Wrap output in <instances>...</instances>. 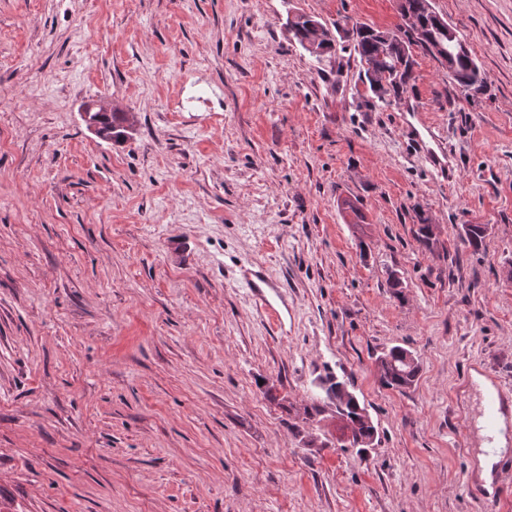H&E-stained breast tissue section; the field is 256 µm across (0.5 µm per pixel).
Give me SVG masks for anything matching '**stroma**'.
Wrapping results in <instances>:
<instances>
[{
    "mask_svg": "<svg viewBox=\"0 0 512 512\" xmlns=\"http://www.w3.org/2000/svg\"><path fill=\"white\" fill-rule=\"evenodd\" d=\"M431 4L483 94L418 49L383 101L351 34L319 61L288 29L394 31L399 0H0V512H480L460 379L512 385V0ZM246 288H249L252 295L262 302L264 309L267 311L270 317H275V308L269 301L266 289H272L278 294L277 288H280L276 283L266 278L264 275H259L256 272H252L250 276L244 280ZM408 355L410 358H408ZM382 386L405 389L411 386L418 374V361L412 352L402 347H392L377 358ZM336 398V409L349 422L352 431L353 446H369L375 437V427L364 407L348 391L345 384L336 381L328 388Z\"/></svg>",
    "mask_w": 512,
    "mask_h": 512,
    "instance_id": "stroma-1",
    "label": "stroma"
}]
</instances>
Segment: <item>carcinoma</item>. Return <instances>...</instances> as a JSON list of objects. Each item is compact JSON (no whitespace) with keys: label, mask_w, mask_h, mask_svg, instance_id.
Wrapping results in <instances>:
<instances>
[{"label":"carcinoma","mask_w":512,"mask_h":512,"mask_svg":"<svg viewBox=\"0 0 512 512\" xmlns=\"http://www.w3.org/2000/svg\"><path fill=\"white\" fill-rule=\"evenodd\" d=\"M400 13L403 22L412 20L418 25L416 33L412 34L402 26L398 27V30L404 32L402 37L367 25L358 26L353 31L354 50L367 65L366 76L371 89L378 96L401 97L413 80V48L429 53L431 46L436 44L449 48L448 76L458 86L475 93L484 90V79L468 46L459 37L452 43L448 42V23L433 10L430 0H401ZM288 26L301 43L310 39L316 29H322L324 40L318 44V58L335 48L331 31L316 19L300 15L289 22ZM484 233L485 225L468 224L462 241L477 250L482 245ZM377 365L380 382L388 388L405 389L414 383L418 374L416 357L398 346L382 353L377 358ZM329 393L336 398L337 411L350 424L352 444L361 447L370 445L375 437V427L366 409L361 407L357 398L340 381L330 385Z\"/></svg>","instance_id":"1"}]
</instances>
